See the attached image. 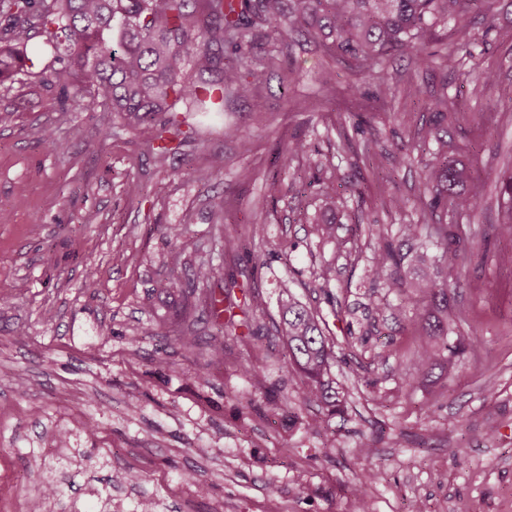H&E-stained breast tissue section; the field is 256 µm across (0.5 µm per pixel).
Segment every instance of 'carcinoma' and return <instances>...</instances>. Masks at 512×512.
Returning <instances> with one entry per match:
<instances>
[{
    "instance_id": "1",
    "label": "carcinoma",
    "mask_w": 512,
    "mask_h": 512,
    "mask_svg": "<svg viewBox=\"0 0 512 512\" xmlns=\"http://www.w3.org/2000/svg\"><path fill=\"white\" fill-rule=\"evenodd\" d=\"M480 0H0V86L13 84L29 60L27 48L43 39L58 67L40 72L45 85L63 86L64 102L77 112L108 107L125 114L128 125L156 126L150 146L164 158L172 152L168 133L179 131L178 104L191 102L197 112L224 107V99L255 97L265 59L252 54L254 30L266 28L274 51L285 55L297 32H306L327 48L351 59L361 74L379 79L373 106L382 109L393 96V86L382 68L385 56L395 53L422 64L434 54H423L428 22L459 20L454 48L443 56L454 69L472 56L475 37L462 22L464 5ZM192 67L198 78L186 71ZM412 137L434 138L429 160L421 161L422 186L416 200L399 194L394 179L378 177L374 203L395 212L414 207L421 223L400 225V236L424 246L436 243L440 253L429 273L418 261L402 265L400 245L377 234L370 257L373 278L396 288L408 304L393 309L392 317L423 324L429 335L448 345V294L461 271L484 261L459 237L458 220L476 213L480 196L457 190L466 176L465 166L448 159V141L433 129H420ZM308 144L294 138L282 148L286 161L306 156ZM198 275L207 284V307L215 322L254 335L253 315L262 311L260 293L224 283V263H210ZM282 336L290 362L302 376L303 395L337 411L342 399L326 376L332 347L314 311L291 293V282L280 281ZM242 297H237V294Z\"/></svg>"
}]
</instances>
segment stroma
<instances>
[{
    "instance_id": "35a3bbf8",
    "label": "stroma",
    "mask_w": 512,
    "mask_h": 512,
    "mask_svg": "<svg viewBox=\"0 0 512 512\" xmlns=\"http://www.w3.org/2000/svg\"><path fill=\"white\" fill-rule=\"evenodd\" d=\"M491 7L497 25L488 35L482 9L468 7L471 30L485 41L457 70L387 56L395 96L366 114L356 99L375 92L377 79L295 36L289 60L268 63L259 103L233 97L223 111L185 113L187 137L162 160L148 147L152 126L129 128L103 109H61L57 87L36 77L52 66L51 51L33 39L31 72L0 88V110L12 114L0 125V297L10 300L0 305V512H270L275 504L352 512L360 485L372 512H408L417 501L428 512H512V236L496 234L507 208L500 186L512 175V0ZM485 70L496 76L486 89L475 82ZM326 71L339 91L332 103L318 95ZM411 84L418 95H407ZM443 96L459 108L437 133L481 193L462 229L488 249L453 290L462 316L449 323L448 343L478 340L481 355L456 354L453 372L438 369L417 384L415 327L386 315L374 328L365 322L373 301L399 302L372 278L368 227L394 237L417 215L358 198L375 192L376 170L392 172L406 197L419 194L420 162L435 142L408 133L433 124ZM104 124L112 135L102 141ZM295 135L307 139L308 155L284 162L281 149ZM372 139L381 149L368 164L356 152ZM335 152L332 178L316 163ZM405 153L411 163L395 166ZM198 167L210 180L190 178ZM131 181L141 189L134 198ZM329 195L336 236L323 240L311 220ZM219 196L220 222L212 214ZM258 211L266 229L253 238L246 229ZM224 232L244 238L224 260L225 280L265 300L248 341L218 331L196 277ZM174 249L175 268L164 261ZM116 252L125 262H113ZM328 264L336 279L323 290L313 274ZM284 278L324 319L335 352L328 378L346 400L343 412L328 414L299 393L276 330ZM181 334L196 337V347L180 348ZM248 363L263 379L244 373ZM268 390L287 398V411L265 398ZM90 416L100 425L94 436ZM371 472L376 481H367ZM50 484L61 492L45 504L40 493Z\"/></svg>"
}]
</instances>
